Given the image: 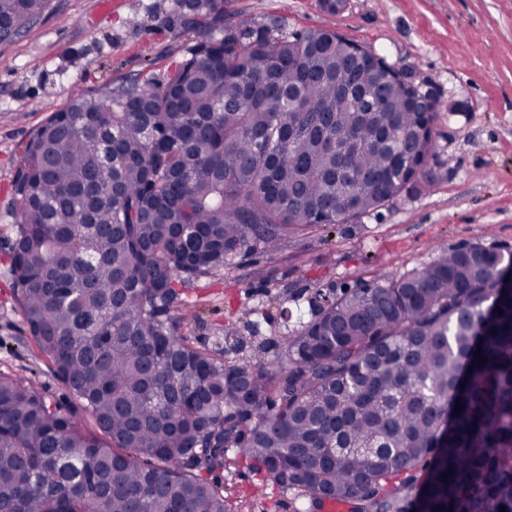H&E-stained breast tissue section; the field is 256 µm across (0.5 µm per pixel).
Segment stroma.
I'll use <instances>...</instances> for the list:
<instances>
[{"label":"stroma","mask_w":512,"mask_h":512,"mask_svg":"<svg viewBox=\"0 0 512 512\" xmlns=\"http://www.w3.org/2000/svg\"><path fill=\"white\" fill-rule=\"evenodd\" d=\"M175 0H54L28 32L0 45V371L33 383L65 410L82 409L31 339L8 288L7 240L17 204L9 185L34 131L73 91L163 77L204 31L172 25ZM243 17L287 30L335 31L410 65L440 88L427 169L431 186L392 199L379 214L257 246L193 285L189 327L209 347L235 330L245 353L295 327L283 311L308 310L320 288H353L427 265L439 245L512 249V0H347L336 14L318 0H234ZM263 308L258 332L249 309Z\"/></svg>","instance_id":"1"}]
</instances>
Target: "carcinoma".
I'll use <instances>...</instances> for the list:
<instances>
[{"label":"carcinoma","instance_id":"carcinoma-1","mask_svg":"<svg viewBox=\"0 0 512 512\" xmlns=\"http://www.w3.org/2000/svg\"><path fill=\"white\" fill-rule=\"evenodd\" d=\"M52 2L0 0V44ZM229 2L176 0L207 29L189 56L73 93L23 149L10 288L90 422L0 371V512H242L238 463L313 512H512V253L321 289L271 359L190 335L189 287L227 258L430 185L421 84ZM221 480L235 497H244L254 488L253 483H257L255 476L245 466L224 470Z\"/></svg>","mask_w":512,"mask_h":512}]
</instances>
